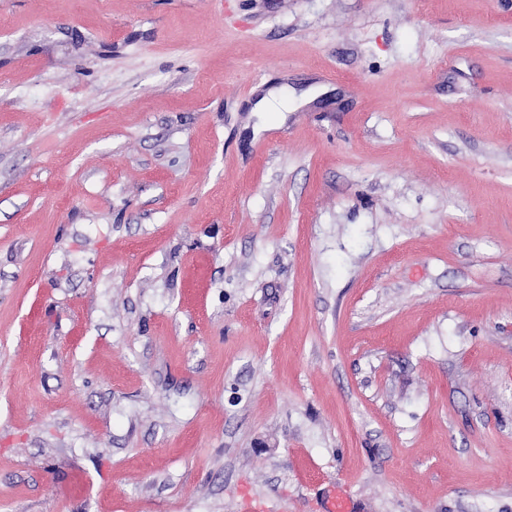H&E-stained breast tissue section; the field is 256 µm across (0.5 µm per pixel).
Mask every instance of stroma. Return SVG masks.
Here are the masks:
<instances>
[{"label":"stroma","mask_w":512,"mask_h":512,"mask_svg":"<svg viewBox=\"0 0 512 512\" xmlns=\"http://www.w3.org/2000/svg\"><path fill=\"white\" fill-rule=\"evenodd\" d=\"M335 495L512 512V0H0V512ZM285 97H288L287 87L270 88L254 102L252 109L256 112H275Z\"/></svg>","instance_id":"35a3bbf8"}]
</instances>
